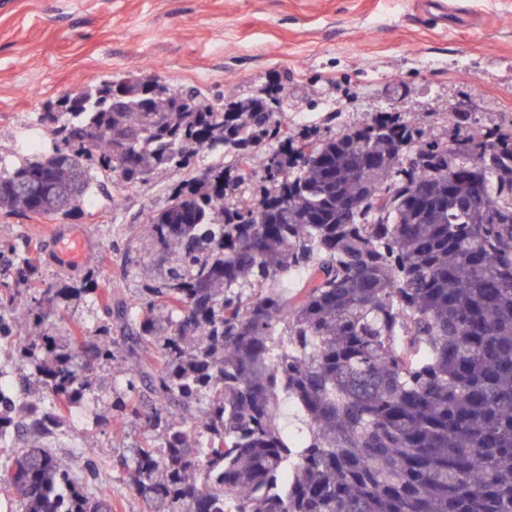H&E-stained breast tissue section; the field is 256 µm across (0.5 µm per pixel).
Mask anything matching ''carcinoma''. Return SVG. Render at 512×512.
I'll return each instance as SVG.
<instances>
[{
    "mask_svg": "<svg viewBox=\"0 0 512 512\" xmlns=\"http://www.w3.org/2000/svg\"><path fill=\"white\" fill-rule=\"evenodd\" d=\"M266 96L208 103L159 73L108 78L41 115L52 148L0 155V210L68 216L112 183L148 181L221 148L145 225L175 265L112 298L82 284L37 288L24 257L0 266V338L34 364L42 398L19 399L0 367V492L21 512H112V484L39 438L102 399L97 368L120 332L127 400L116 428L146 441L116 465L146 512H512V130L426 142L382 112L338 136L288 146ZM282 150L259 162L254 148ZM260 163L278 184L237 195ZM302 271L286 299L270 286ZM73 305L107 321L68 324ZM59 316L62 336L13 334L7 317ZM295 406L300 432L281 425ZM25 425L31 439L13 441Z\"/></svg>",
    "mask_w": 512,
    "mask_h": 512,
    "instance_id": "1",
    "label": "carcinoma"
}]
</instances>
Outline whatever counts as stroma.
I'll use <instances>...</instances> for the list:
<instances>
[{"mask_svg": "<svg viewBox=\"0 0 512 512\" xmlns=\"http://www.w3.org/2000/svg\"><path fill=\"white\" fill-rule=\"evenodd\" d=\"M446 2L442 16L433 0H0V154L24 156L21 143L34 134L52 142L42 112L136 70L162 73L215 104L287 87L280 120L296 138H326L380 112L416 114L424 139L443 143L458 112L512 128V0ZM219 162L235 166L216 149L126 189L120 209L101 197L64 217L97 243L76 268L47 258L52 216L0 212V244L27 243L39 287L94 274L131 295L168 267L141 233L150 212L166 205L170 187ZM111 417V405L90 407L74 431L42 442L74 468L100 463L112 512H145L111 462L146 432L133 422L113 429Z\"/></svg>", "mask_w": 512, "mask_h": 512, "instance_id": "stroma-1", "label": "stroma"}]
</instances>
